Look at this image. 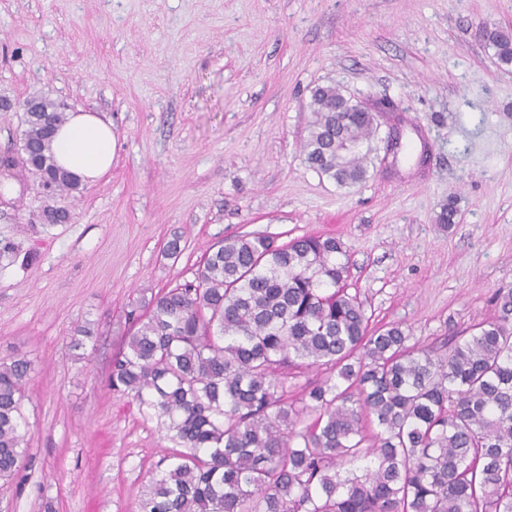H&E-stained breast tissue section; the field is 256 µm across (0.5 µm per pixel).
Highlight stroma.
<instances>
[{"label": "stroma", "instance_id": "1", "mask_svg": "<svg viewBox=\"0 0 512 512\" xmlns=\"http://www.w3.org/2000/svg\"><path fill=\"white\" fill-rule=\"evenodd\" d=\"M512 0H0V97L45 93L112 120V169L46 193L19 165L26 116L0 111V361L27 355L21 478L0 512H140L172 448L107 376L125 315L193 280L233 234L340 238L371 327L445 351L512 288V65L488 30ZM389 101L404 150L374 140L344 188L305 163L312 91ZM454 202L456 224L435 221ZM67 208L47 224L44 207ZM181 236L177 259L162 254ZM92 324L83 357L68 347Z\"/></svg>", "mask_w": 512, "mask_h": 512}]
</instances>
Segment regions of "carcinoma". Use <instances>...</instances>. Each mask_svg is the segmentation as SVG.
<instances>
[{
  "label": "carcinoma",
  "mask_w": 512,
  "mask_h": 512,
  "mask_svg": "<svg viewBox=\"0 0 512 512\" xmlns=\"http://www.w3.org/2000/svg\"><path fill=\"white\" fill-rule=\"evenodd\" d=\"M491 44L512 63L511 31ZM38 100L24 160L73 192L49 131L66 108ZM310 109L307 163L341 187L365 181L378 115L334 86L315 88ZM348 271L333 236L238 234L210 247L194 281L130 311L107 385L177 446L141 512H512V289L436 355L398 323L370 330ZM320 366L329 375L290 397L288 370ZM31 371L21 353L0 362L1 479L28 454Z\"/></svg>",
  "instance_id": "carcinoma-1"
}]
</instances>
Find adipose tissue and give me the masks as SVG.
Instances as JSON below:
<instances>
[{
    "label": "adipose tissue",
    "mask_w": 512,
    "mask_h": 512,
    "mask_svg": "<svg viewBox=\"0 0 512 512\" xmlns=\"http://www.w3.org/2000/svg\"><path fill=\"white\" fill-rule=\"evenodd\" d=\"M52 150L56 164L80 182L93 184L112 168L115 140L112 122L94 112H73L59 126Z\"/></svg>",
    "instance_id": "adipose-tissue-1"
}]
</instances>
